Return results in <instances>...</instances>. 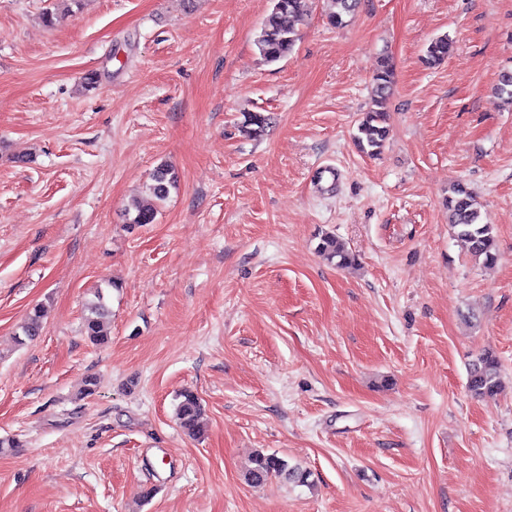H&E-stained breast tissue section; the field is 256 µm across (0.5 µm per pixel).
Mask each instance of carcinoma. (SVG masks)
Here are the masks:
<instances>
[{
    "label": "carcinoma",
    "instance_id": "1",
    "mask_svg": "<svg viewBox=\"0 0 512 512\" xmlns=\"http://www.w3.org/2000/svg\"><path fill=\"white\" fill-rule=\"evenodd\" d=\"M305 2L306 0H277L273 3L256 40L259 54L266 62L276 63L282 60L294 47L298 36L297 24L304 16ZM360 4L361 0H330V6L334 7V11L329 13L330 23L336 27L344 25L347 19L356 14ZM451 47L452 42L446 35L434 39L427 47L425 64L434 66L441 63L448 57ZM394 76L393 59L388 55L382 56L372 76L371 107L362 113L355 135L357 146L365 154L380 153L388 139L384 105L391 95ZM176 182L171 166H158L151 176L149 190L152 197L159 202L166 200L170 190L176 187ZM448 211L454 237L472 256L483 259L488 265L495 263V228L482 222L473 192L462 184L454 186L448 195ZM156 214L157 210L153 205L136 201L127 211L128 223L152 224ZM318 252L339 269L350 268L356 262L355 256L328 234L321 237ZM111 316L107 294L100 288L94 294V299L87 303L83 319V332L91 342L102 344L108 341ZM43 319V307H34L20 326L22 336L28 341L38 338L42 332ZM467 387L473 396L482 400L496 396L501 388L499 359L490 353L480 355L469 368ZM201 415L202 408L198 397L191 391L183 392L176 409V417L189 436L196 437L201 433ZM272 477L288 483L307 484L311 472L298 465H290L274 453H254L244 473L246 482L259 486Z\"/></svg>",
    "mask_w": 512,
    "mask_h": 512
}]
</instances>
